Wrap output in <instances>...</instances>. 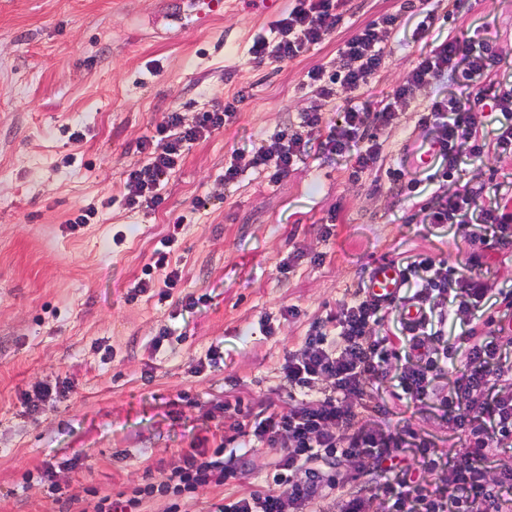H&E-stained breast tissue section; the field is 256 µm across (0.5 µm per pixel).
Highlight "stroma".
I'll return each instance as SVG.
<instances>
[{
  "label": "stroma",
  "mask_w": 512,
  "mask_h": 512,
  "mask_svg": "<svg viewBox=\"0 0 512 512\" xmlns=\"http://www.w3.org/2000/svg\"><path fill=\"white\" fill-rule=\"evenodd\" d=\"M402 3L349 0L321 44L259 66L248 49L291 0H224L204 28L192 0H0V512H63L72 497L91 503L161 483L188 454L208 461L217 448L234 451L233 401L255 414L283 405L289 354L314 321L350 303L378 261L426 254L465 264L462 234L428 223L423 204L465 182L481 188L480 205L512 209L510 154L468 162L460 181L444 185L419 163L428 133L418 115L430 99L459 94L449 77L376 128L382 153L362 173L354 156L314 147L279 181L248 168L225 183L232 152L251 154L299 113L315 109L335 125L345 95L318 97L303 87L305 73L335 66L344 41ZM435 8L426 31L402 17L359 103L391 96L447 37L477 32L497 43L500 62L471 93L512 85V0H437ZM243 88L249 97L233 122L185 146L161 204L127 207L124 179L146 164L138 145L163 116L194 125ZM396 168L418 180L414 196L391 191ZM84 210L91 218L77 223ZM164 246L168 268L154 269L150 288L132 296ZM479 252L504 311L512 254ZM171 268L180 273L173 289ZM291 307L298 316H288ZM401 371L394 363L374 393L386 424H412L454 454L459 435L438 406L393 398ZM46 381L57 394L30 407ZM279 454L262 449L250 474L199 487L183 512H212L260 489Z\"/></svg>",
  "instance_id": "obj_1"
}]
</instances>
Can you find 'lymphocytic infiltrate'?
Instances as JSON below:
<instances>
[{
	"label": "lymphocytic infiltrate",
	"instance_id": "1",
	"mask_svg": "<svg viewBox=\"0 0 512 512\" xmlns=\"http://www.w3.org/2000/svg\"><path fill=\"white\" fill-rule=\"evenodd\" d=\"M345 4L346 0H293L268 33L254 38L249 49L253 63L292 60L320 44L342 22ZM399 24V14L380 15L343 43L336 66H315L303 80L325 99L349 93L351 100L335 133L319 142L331 154L355 152L360 171L381 153L380 143L368 131L370 125L391 124L398 105L411 103L418 91L441 77L454 76L466 90L475 78L490 77L498 63V48L490 38H451L421 57L389 99L372 108L356 104L358 93L386 63L384 36L397 31ZM246 99V92L238 91L223 106L201 113L188 128L182 127L179 113H166L149 143L147 164L125 178L126 205L157 207V188L176 166L184 146L223 129ZM488 110L503 117L491 141L483 133L482 116ZM324 123L321 112L307 111L298 124L278 130L252 156L232 153L224 168L225 181L257 167L268 170L271 180H279ZM418 124L431 131L433 143L440 147L436 179L460 177L465 157L483 158L493 151L512 154V88L467 101L454 95L433 98ZM425 209L430 223L454 224L462 231L479 224L501 249L512 250V213L498 205H478L472 190L432 200ZM481 266L480 253L470 252L465 286L454 291L447 270L420 254L400 269L402 284L414 286L413 294L382 298L361 289L350 304L311 326L303 350L291 355L284 368L287 407L240 425L242 454L215 463L187 455L183 467L166 482L100 498L92 512H141L144 499L157 491L170 495V512H181L182 499L198 486L245 474L264 446L283 450L271 482L219 505L217 512H512V465L499 460L512 449V390L505 387L512 381V360L504 355L502 344L512 335V322L488 317L491 287L480 274ZM436 295L449 298L448 309L435 310L431 299ZM397 306L405 317L396 338L383 327ZM463 312L469 313L472 323L462 331V359L440 356L435 343L442 337L441 323ZM399 358L405 361L398 382L401 396L447 409L448 422L460 435L456 464L434 482L427 475L438 466V449L413 428L395 433L384 429L380 420L386 407L367 398L370 386L382 380ZM442 362L456 374L446 387L435 377Z\"/></svg>",
	"mask_w": 512,
	"mask_h": 512
}]
</instances>
